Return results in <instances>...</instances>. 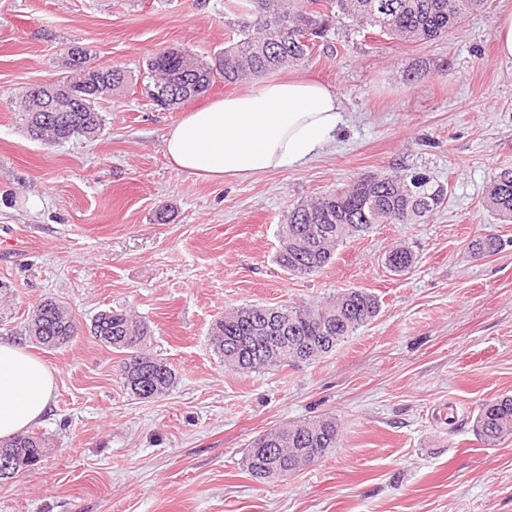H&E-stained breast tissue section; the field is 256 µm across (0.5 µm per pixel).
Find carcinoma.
<instances>
[{"instance_id": "1", "label": "carcinoma", "mask_w": 512, "mask_h": 512, "mask_svg": "<svg viewBox=\"0 0 512 512\" xmlns=\"http://www.w3.org/2000/svg\"><path fill=\"white\" fill-rule=\"evenodd\" d=\"M487 0H229L237 20L227 24L224 50L216 61L200 60L189 52L166 49L145 63L147 81L142 93L166 110L205 95L216 80L237 84L260 79L279 69L303 63L316 40L349 21L361 31L377 30L398 43L436 40L460 28L465 18L481 10ZM90 50L76 52L71 69L57 81L66 88L86 87L78 112H39L36 85L21 95L18 113L28 136L35 141L64 143L74 137L94 140L104 131L101 100L125 88L127 75L119 68L85 67ZM167 81L181 95L171 104L156 102L157 84ZM447 187L424 173L381 169L356 177L343 187L293 206L279 225L276 263L288 273L312 275L328 266L339 245L369 232L377 224H423L447 199ZM487 207L500 220L512 222V168L493 176ZM478 256L499 248L498 238L479 236L470 243ZM407 248L386 256L394 272L414 263ZM380 311L378 298L362 289L343 288L322 303L250 304L233 308L218 318L209 331V345L224 365L237 374L272 367L312 364L336 351ZM75 318L66 305L46 299L27 318L28 339L48 350L61 349L76 336ZM91 335L123 355L128 366L124 386L138 399L165 395L176 373L163 359L149 352L152 330L141 317L124 308L99 312ZM478 438L488 446L512 436V396L485 401L474 420ZM341 427L332 415L316 416L280 426L257 436L248 446L242 465L259 482L276 471L282 477L320 460L339 445ZM50 452L49 442L36 433L0 441V455L11 457L17 471H29Z\"/></svg>"}]
</instances>
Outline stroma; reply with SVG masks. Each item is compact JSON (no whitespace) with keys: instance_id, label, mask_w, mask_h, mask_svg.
I'll list each match as a JSON object with an SVG mask.
<instances>
[{"instance_id":"obj_1","label":"stroma","mask_w":512,"mask_h":512,"mask_svg":"<svg viewBox=\"0 0 512 512\" xmlns=\"http://www.w3.org/2000/svg\"><path fill=\"white\" fill-rule=\"evenodd\" d=\"M225 0H0V338L24 342L29 312L56 298L81 330L37 349L54 371L49 413L33 427L51 451L0 484V512H512V436L490 447L473 430L481 403L512 395V223L484 200L512 167V59L490 0L459 30L399 44L346 26L284 75L322 80L344 122L307 165L248 181L174 173L166 130L197 101L155 108L146 59L222 51ZM125 70L124 95L101 101L105 131L48 147L13 102L56 80L68 48ZM384 167L448 187L428 223L379 224L340 245L332 264L292 276L275 262L288 208ZM166 221H158L159 211ZM500 248L477 257L479 235ZM414 265L390 271L388 252ZM361 288L380 312L335 352L299 368L225 371L208 334L224 310L313 303ZM135 311L177 380L157 400L133 397L120 354L88 332L109 308ZM336 415L335 452L285 481L243 468L265 430Z\"/></svg>"}]
</instances>
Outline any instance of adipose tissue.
I'll return each mask as SVG.
<instances>
[{"label":"adipose tissue","instance_id":"obj_1","mask_svg":"<svg viewBox=\"0 0 512 512\" xmlns=\"http://www.w3.org/2000/svg\"><path fill=\"white\" fill-rule=\"evenodd\" d=\"M334 87L310 78L266 79L186 113L163 136L173 171L202 181H247L305 166L343 121ZM51 367L0 340V439L26 431L48 412Z\"/></svg>","mask_w":512,"mask_h":512}]
</instances>
